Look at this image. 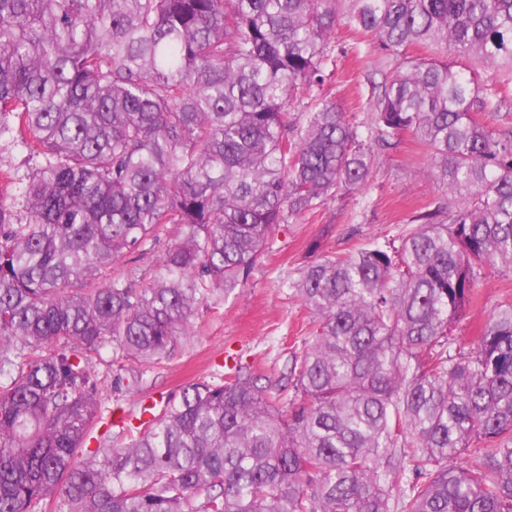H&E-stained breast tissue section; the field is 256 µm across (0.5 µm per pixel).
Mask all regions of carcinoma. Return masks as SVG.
<instances>
[{
	"label": "carcinoma",
	"mask_w": 512,
	"mask_h": 512,
	"mask_svg": "<svg viewBox=\"0 0 512 512\" xmlns=\"http://www.w3.org/2000/svg\"><path fill=\"white\" fill-rule=\"evenodd\" d=\"M340 23L395 64L366 137L323 98L287 109ZM511 83L512 0H0V137L37 158L23 219L0 203V512H512V303L453 352L475 289L512 273V125L485 121ZM405 133L448 202L288 282L316 331L287 383L236 361L86 447L93 356L142 380ZM169 225L148 285L100 280Z\"/></svg>",
	"instance_id": "1"
}]
</instances>
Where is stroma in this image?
Wrapping results in <instances>:
<instances>
[{
	"label": "stroma",
	"mask_w": 512,
	"mask_h": 512,
	"mask_svg": "<svg viewBox=\"0 0 512 512\" xmlns=\"http://www.w3.org/2000/svg\"><path fill=\"white\" fill-rule=\"evenodd\" d=\"M336 70L323 87L328 100L359 126H367L371 113V74L380 59L367 37L337 25ZM427 152L414 138L404 137L398 148L380 152L369 183L345 200L291 221L275 233L248 285L228 299L201 307L172 354L136 384L103 351L93 359L99 398L105 409L123 406L138 412L151 400L162 413L170 393L198 380H219L228 358L252 366L256 374L278 380L289 348L302 344L313 330L312 318L288 289V282L312 260L313 246L326 252L349 253L370 241L382 242L402 233L407 219L446 191L423 171ZM167 237L148 243L138 259L123 258L103 269V278L130 279L135 286L153 279ZM506 300L512 301V273H494L482 282L474 301L460 315L454 334L463 352L475 348L479 329Z\"/></svg>",
	"instance_id": "stroma-1"
}]
</instances>
